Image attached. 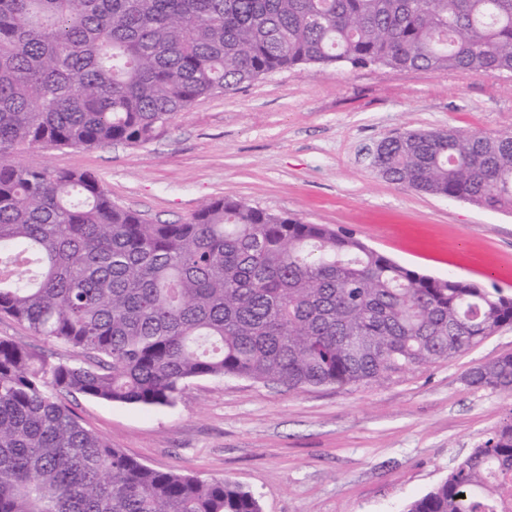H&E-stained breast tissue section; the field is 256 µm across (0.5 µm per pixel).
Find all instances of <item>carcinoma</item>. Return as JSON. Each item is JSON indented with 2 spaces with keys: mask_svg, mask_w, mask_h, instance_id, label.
I'll use <instances>...</instances> for the list:
<instances>
[{
  "mask_svg": "<svg viewBox=\"0 0 512 512\" xmlns=\"http://www.w3.org/2000/svg\"><path fill=\"white\" fill-rule=\"evenodd\" d=\"M342 63L512 73V0H0V315L76 356L0 339V512H261L229 479L112 447L65 397L151 408L196 378L354 385L512 327V293L421 274L325 224L224 197L150 224L92 173L13 158L145 144L202 96ZM371 163L512 210V133L407 131ZM467 382L512 399V355ZM406 512H512V418Z\"/></svg>",
  "mask_w": 512,
  "mask_h": 512,
  "instance_id": "cac0c4a2",
  "label": "carcinoma"
}]
</instances>
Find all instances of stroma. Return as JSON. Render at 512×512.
Masks as SVG:
<instances>
[{
    "mask_svg": "<svg viewBox=\"0 0 512 512\" xmlns=\"http://www.w3.org/2000/svg\"><path fill=\"white\" fill-rule=\"evenodd\" d=\"M448 127L512 132V74L288 69L198 99L143 145L21 147L14 159L93 173L115 204L152 224H182L203 202L232 198L353 233L420 273L512 292V212L419 193L370 165L367 149L384 138ZM0 338L73 359L7 316ZM506 354L509 327L448 362L358 385L198 378L170 406L82 396L69 404L87 429L142 464L230 479L262 512H404L512 415L511 398L465 380Z\"/></svg>",
    "mask_w": 512,
    "mask_h": 512,
    "instance_id": "obj_1",
    "label": "stroma"
}]
</instances>
